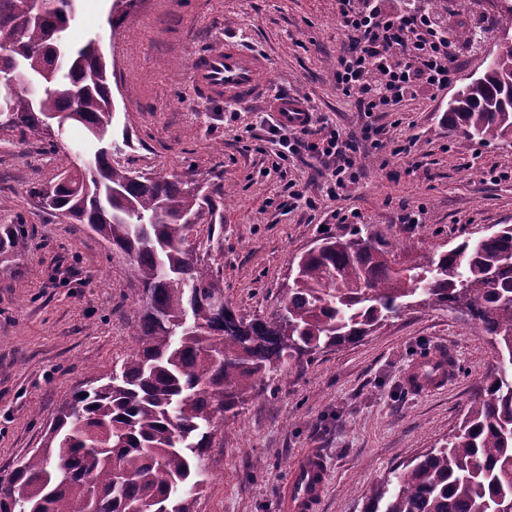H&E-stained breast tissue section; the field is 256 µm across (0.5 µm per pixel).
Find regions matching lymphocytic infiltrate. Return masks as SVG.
<instances>
[{
    "instance_id": "f902f5d3",
    "label": "lymphocytic infiltrate",
    "mask_w": 512,
    "mask_h": 512,
    "mask_svg": "<svg viewBox=\"0 0 512 512\" xmlns=\"http://www.w3.org/2000/svg\"><path fill=\"white\" fill-rule=\"evenodd\" d=\"M336 21L348 39L336 61V83L366 117L360 134L339 132L321 118L300 129L275 123L262 129L278 145L280 161L311 158L329 171L332 190L343 191L359 178L360 142L382 144L376 114L393 111L418 88L447 87L451 40L433 14L389 10L383 0H336Z\"/></svg>"
}]
</instances>
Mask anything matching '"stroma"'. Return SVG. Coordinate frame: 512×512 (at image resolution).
<instances>
[{
  "instance_id": "35a3bbf8",
  "label": "stroma",
  "mask_w": 512,
  "mask_h": 512,
  "mask_svg": "<svg viewBox=\"0 0 512 512\" xmlns=\"http://www.w3.org/2000/svg\"><path fill=\"white\" fill-rule=\"evenodd\" d=\"M110 6L80 0L65 37L73 45L101 39L112 70V137L127 142L117 162L185 181L213 173L224 221L211 263L238 315L274 311L295 258L327 236L365 229L380 246L400 241L416 255L512 225V144L467 137L446 112L503 37L499 0H473L464 16L453 6L442 13L452 28L486 27L483 40L452 38L447 88H419L381 118L382 148L361 145L359 180L338 199L326 174L297 159L278 165L276 145L253 137L267 107L198 100L186 69L195 50L236 37L270 57L272 94L298 95L333 128L360 132L359 108L334 76L345 47L336 0H136L114 26ZM64 141L55 149L0 127V224L23 225L29 236L25 254H0V478L39 447L75 387L109 377L135 351L143 302L127 256L29 195L70 165L82 127L71 126ZM291 182L306 196L294 207L285 204ZM405 208L419 209V223H399ZM339 210L349 220L338 222ZM439 351L455 360L445 386L412 389L408 371ZM495 365L489 337L454 313L420 306L357 342L289 362L237 415L215 423L191 510L282 512L294 461L315 448L328 471L314 512H365L384 477L457 431Z\"/></svg>"
}]
</instances>
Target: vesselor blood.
I'll return each mask as SVG.
<instances>
[{
	"label": "vessel or blood",
	"mask_w": 512,
	"mask_h": 512,
	"mask_svg": "<svg viewBox=\"0 0 512 512\" xmlns=\"http://www.w3.org/2000/svg\"><path fill=\"white\" fill-rule=\"evenodd\" d=\"M270 69L268 56L231 37L217 47L196 51L189 60L192 83L200 99L233 107L262 102L278 124L288 128L304 126L311 118L308 106L294 95H272L265 80ZM292 470V481L282 498L284 512H314L325 488V460L310 453L302 456Z\"/></svg>",
	"instance_id": "vessel-or-blood-1"
}]
</instances>
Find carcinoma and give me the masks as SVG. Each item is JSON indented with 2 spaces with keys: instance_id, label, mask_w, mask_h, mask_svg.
<instances>
[{
  "instance_id": "1",
  "label": "carcinoma",
  "mask_w": 512,
  "mask_h": 512,
  "mask_svg": "<svg viewBox=\"0 0 512 512\" xmlns=\"http://www.w3.org/2000/svg\"><path fill=\"white\" fill-rule=\"evenodd\" d=\"M79 0H49L29 20L31 0H0V71L17 68L37 85L23 96L0 80V104L11 107L26 136L46 134V120L75 112L90 150L66 183L30 190L45 209L87 224L126 254L145 305L137 350L109 380L77 389L58 410L42 446L0 479V512H191L203 484L204 454L216 420L234 411L288 360L352 343L416 301L466 309L492 337L500 368L473 395L459 429L438 448L396 469L373 488L365 512H503L512 504V225L434 251L396 271L379 260L371 236L324 239L300 255L282 306L245 320L214 303L224 292L210 263L194 256L196 224L222 219L207 179H152L113 163L108 63L95 41L70 47L64 33ZM135 0H112L115 25ZM512 55L448 103V124L470 137H512V105L502 85ZM0 247L21 253L20 224L0 225Z\"/></svg>"
}]
</instances>
